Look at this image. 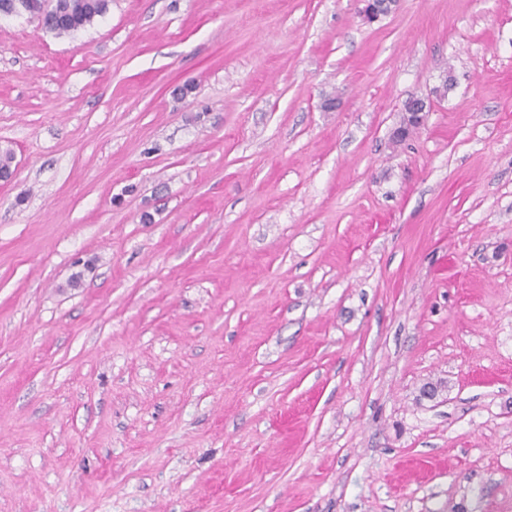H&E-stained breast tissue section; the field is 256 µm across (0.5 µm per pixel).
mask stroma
I'll return each mask as SVG.
<instances>
[{"mask_svg": "<svg viewBox=\"0 0 512 512\" xmlns=\"http://www.w3.org/2000/svg\"><path fill=\"white\" fill-rule=\"evenodd\" d=\"M362 8L0 18V512H512V0Z\"/></svg>", "mask_w": 512, "mask_h": 512, "instance_id": "35a3bbf8", "label": "stroma"}]
</instances>
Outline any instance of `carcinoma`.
<instances>
[{
	"label": "carcinoma",
	"instance_id": "carcinoma-1",
	"mask_svg": "<svg viewBox=\"0 0 512 512\" xmlns=\"http://www.w3.org/2000/svg\"><path fill=\"white\" fill-rule=\"evenodd\" d=\"M111 0H0V14L26 15L45 31L59 37L71 35L92 25L109 10Z\"/></svg>",
	"mask_w": 512,
	"mask_h": 512
}]
</instances>
